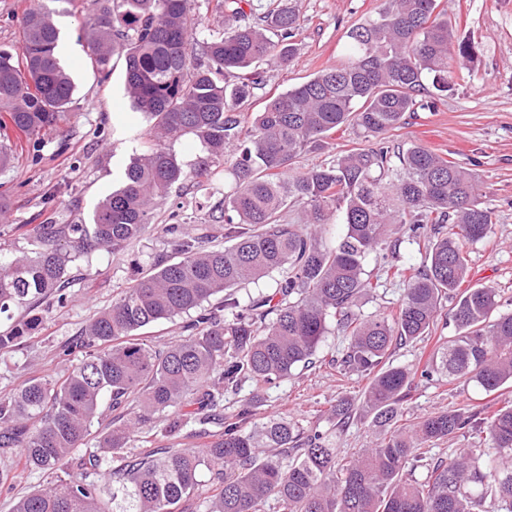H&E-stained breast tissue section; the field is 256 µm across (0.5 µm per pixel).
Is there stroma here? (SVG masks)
<instances>
[{
	"label": "stroma",
	"mask_w": 512,
	"mask_h": 512,
	"mask_svg": "<svg viewBox=\"0 0 512 512\" xmlns=\"http://www.w3.org/2000/svg\"><path fill=\"white\" fill-rule=\"evenodd\" d=\"M384 0H292L302 29L295 38L296 56L286 67H266L265 84L241 109L242 121L266 99L307 80L327 67L343 62L350 52L348 32L374 15ZM446 7L457 39L472 42L477 57L470 78L449 92L432 109L407 118L391 134L396 141L415 142L472 170L494 212L491 232L483 241L468 245L467 286L486 283L497 288L502 310L512 312V0H448ZM63 42L69 52L63 59L76 85L66 117L50 131L25 136L10 132L17 147L14 167L0 175V194L11 202L0 216V261L9 262L30 248V230L37 224L64 226L88 220L94 206L117 185L135 149L148 145L140 115L124 92L123 57H113L107 71L92 64L87 44L74 17L60 14ZM203 195L194 181L172 189L155 207L145 234L120 251L98 247L77 255L70 263L68 286L62 293L14 310L15 320L30 323V330L0 348V396L12 394L32 379L61 378L82 360L81 352L63 355L62 349L79 335L102 310L128 288L135 273L148 272L160 255H173L166 227L185 225L193 235L204 234L206 244H225L224 223L210 208H197ZM384 259L370 256L366 271L379 286L361 303L365 315L395 310L404 285L384 272ZM445 312L423 341L396 350L394 365L422 367L438 337L454 335ZM343 336H325L315 365L297 369L271 388L253 381L224 394L225 413L234 412L254 390L262 395L258 416H288L307 428L332 427L337 401H350L354 409L346 427L336 434L340 455L350 456L378 443L380 434L359 404L369 379L357 372L329 364L341 357ZM512 401V386L500 396L459 380H439L419 385L401 407L402 422L461 410L479 412L496 400Z\"/></svg>",
	"instance_id": "obj_1"
}]
</instances>
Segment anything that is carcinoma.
Segmentation results:
<instances>
[{
	"instance_id": "obj_1",
	"label": "carcinoma",
	"mask_w": 512,
	"mask_h": 512,
	"mask_svg": "<svg viewBox=\"0 0 512 512\" xmlns=\"http://www.w3.org/2000/svg\"><path fill=\"white\" fill-rule=\"evenodd\" d=\"M211 2L224 30L209 34L203 60L193 54L203 25L198 0L83 2L90 58L100 66L124 58L126 91L152 144L88 223L37 224L32 249L0 263V315L61 287L77 254L137 241L157 201L189 178L213 183L220 159L229 178L224 238L232 245L206 249L183 225H167L179 259L156 258L86 325L74 345L85 353L79 366L0 397V449L24 470L59 473L18 498L13 512H184L204 474L212 495L195 505L201 512H262L271 496L284 512H512V404L484 417L442 411L396 426L417 380L474 381L489 394L512 384V313L499 310L493 286L462 288L463 245L486 238L493 224L476 177L423 146L386 137L406 114L466 82L475 46L453 43L441 0H384L349 31L346 61L270 98L245 127L239 109L264 82L259 66L293 61L300 17L288 0L261 15L254 0ZM53 3L74 0H35L20 18L18 41L0 45L1 131L51 129L72 102L74 81L55 53ZM346 125L359 132V145L295 168L302 153ZM187 134L204 153L190 171L169 147ZM290 202L301 206L298 224L279 221ZM338 222L345 234L323 242ZM393 224L424 241L425 259L418 268L396 267L410 274L395 314L364 316L358 302L379 286L365 263L384 250ZM274 272L281 277L273 291L245 303L234 295ZM448 296L456 335L437 342L418 373L390 363L396 349L430 333ZM191 312L181 342L161 349L141 339L147 327ZM332 328L347 349L331 364L370 377L362 409L384 431L380 443L340 460L336 432L286 417L261 420L256 394L224 419V392L248 380L275 386L314 364ZM106 396L115 415L102 452L75 455ZM210 424L223 431L207 432ZM464 429L485 432L494 453L457 448L423 479L410 477L426 445ZM142 431L159 442L206 441L124 454ZM108 455L121 464L103 483L88 480Z\"/></svg>"
}]
</instances>
